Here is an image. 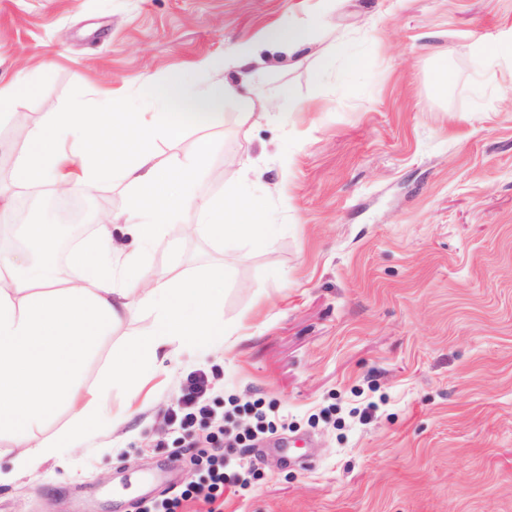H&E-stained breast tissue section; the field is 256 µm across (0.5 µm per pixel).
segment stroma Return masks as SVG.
Listing matches in <instances>:
<instances>
[{
    "instance_id": "stroma-1",
    "label": "stroma",
    "mask_w": 512,
    "mask_h": 512,
    "mask_svg": "<svg viewBox=\"0 0 512 512\" xmlns=\"http://www.w3.org/2000/svg\"><path fill=\"white\" fill-rule=\"evenodd\" d=\"M312 19L293 57L264 46L268 28ZM511 30L512 0H0V84L36 78L0 115L1 186L49 113L104 91L138 109L145 77L251 43L283 120L241 123L252 93L230 72L220 114L155 147L175 163L209 140L199 191L219 202L252 162L270 223L288 227L230 262L189 214L143 251L148 273L225 266L220 317L240 330L113 388L112 427L0 485V512H140L180 495L200 472L172 461L169 414L198 372L215 416L236 401L244 427L259 399L286 421L231 456L250 475L221 512H512V61L482 55ZM340 38L363 56L357 76ZM128 193H81L88 224ZM145 325L140 309L101 336L82 385Z\"/></svg>"
}]
</instances>
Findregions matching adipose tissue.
Returning a JSON list of instances; mask_svg holds the SVG:
<instances>
[{"label":"adipose tissue","instance_id":"adipose-tissue-1","mask_svg":"<svg viewBox=\"0 0 512 512\" xmlns=\"http://www.w3.org/2000/svg\"><path fill=\"white\" fill-rule=\"evenodd\" d=\"M256 51L240 44L223 56L204 59L158 79L148 77L151 93L144 112L117 110L101 98L94 110L73 107L55 112L20 153L11 190L0 191V223L10 220L15 194L37 196L46 186L71 194L112 178L126 181L130 193L124 210L103 215L99 232L78 246L72 263L80 274L59 279L27 272L20 253L0 254V434L11 436L17 453L0 467V485L31 473L104 424L109 387L163 369L190 348L212 347L236 327L219 322L223 268L201 278L166 273L146 276L140 252L162 241L165 229L183 212L194 211V231L227 244L264 247L281 233L270 223L255 182L242 177L231 200H202L198 184L208 165L211 144L200 140L194 153L168 169L154 149L157 139L180 140L183 124L159 122L154 107L191 109L205 121L234 92L233 85L210 81L197 85L199 73L235 71L242 80L262 83L255 70ZM127 237L131 245L115 243ZM151 317L146 335L113 350L103 384L80 391L73 383L97 336L122 321L134 306ZM76 406L69 425L43 438L39 432L58 405Z\"/></svg>","mask_w":512,"mask_h":512}]
</instances>
